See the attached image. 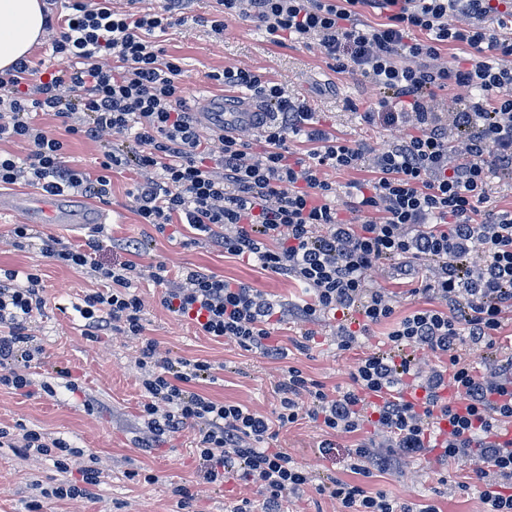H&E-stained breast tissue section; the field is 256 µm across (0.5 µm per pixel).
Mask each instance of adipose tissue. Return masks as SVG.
<instances>
[{"label":"adipose tissue","instance_id":"ef3b65f1","mask_svg":"<svg viewBox=\"0 0 512 512\" xmlns=\"http://www.w3.org/2000/svg\"><path fill=\"white\" fill-rule=\"evenodd\" d=\"M42 0H0V71L30 57L45 35Z\"/></svg>","mask_w":512,"mask_h":512}]
</instances>
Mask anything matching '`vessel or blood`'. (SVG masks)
<instances>
[{
	"instance_id": "vessel-or-blood-1",
	"label": "vessel or blood",
	"mask_w": 512,
	"mask_h": 512,
	"mask_svg": "<svg viewBox=\"0 0 512 512\" xmlns=\"http://www.w3.org/2000/svg\"><path fill=\"white\" fill-rule=\"evenodd\" d=\"M259 104L239 94L221 97L201 96L197 99L200 125L231 133L254 129L259 125ZM0 208L23 216L29 224H70L76 227H100L107 224V212L90 206L70 193L54 196H16L0 199Z\"/></svg>"
}]
</instances>
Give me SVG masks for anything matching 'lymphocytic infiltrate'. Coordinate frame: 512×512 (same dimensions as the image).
<instances>
[{
  "label": "lymphocytic infiltrate",
  "mask_w": 512,
  "mask_h": 512,
  "mask_svg": "<svg viewBox=\"0 0 512 512\" xmlns=\"http://www.w3.org/2000/svg\"><path fill=\"white\" fill-rule=\"evenodd\" d=\"M142 2L65 0L47 24L59 68L22 59L0 72V185L104 200L108 171L133 168L141 178L128 194L143 223L189 226L309 292L276 303L197 267L183 268L172 285L165 264L136 263L139 241L125 242L126 260L102 264L83 246L43 239L47 257L90 267L105 283L83 299L87 339L114 331L142 339L144 447L193 429L210 481L235 478L262 494L261 504L243 498L232 512H284L286 499L311 485L341 512H440L431 500L373 493L298 467L271 442L278 428L304 420L320 430L324 448L336 436L356 437L349 468L366 477L398 473L406 459L431 453L441 464L474 461L485 482L483 512H512V356L494 350L512 321V207L481 208L494 181L512 184V0H217L225 15L255 23L270 41L316 47L339 71L373 84L379 95L366 119L405 130L381 145L339 138L321 128L307 101L241 68L211 78L261 98L270 120L259 140L202 137L181 96L184 71L158 42L187 23L192 0ZM367 8L380 22L366 20ZM450 47L465 52L452 66L441 60ZM441 91L449 97L440 104ZM42 114L73 138L99 142L102 175L66 161L63 142L38 123ZM292 136L300 150L289 147ZM15 143L26 145L25 155L11 152ZM359 170L368 179L338 192L331 174ZM380 265L424 268L412 292L430 295L432 306L396 316L393 293L366 285ZM145 275L165 284L162 307L199 335L272 360L287 355L272 334L277 324L303 325L309 342L334 336L342 350L370 326L389 330L349 371L348 385L288 368L276 384L279 406L265 416L196 390L212 378L211 363L161 354L145 337L134 289ZM41 290L33 272L0 279L1 386L32 385L20 369L33 359ZM465 337L483 348L481 359L459 352ZM422 352L437 359L430 370L419 367Z\"/></svg>",
  "instance_id": "lymphocytic-infiltrate-1"
}]
</instances>
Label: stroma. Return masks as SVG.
<instances>
[{
  "mask_svg": "<svg viewBox=\"0 0 512 512\" xmlns=\"http://www.w3.org/2000/svg\"><path fill=\"white\" fill-rule=\"evenodd\" d=\"M192 12L210 20L219 16L215 0H194ZM188 23L171 29L164 47L179 59L184 71L183 97L195 105L199 95H218L210 75L224 68H246L283 84L290 95L306 98L322 126L350 141L383 143L397 135V128L377 122L365 123L363 113L378 95L361 77L339 72L333 61L317 48L290 41L270 42L251 23L239 19L226 22L223 36L209 26ZM112 194L103 203L112 214L111 224L96 231L60 224H37L38 239L20 249L12 243V230L20 215H0V270H38L43 279L45 305L34 325L35 344L41 352L30 368L34 381L31 394L0 386V428L14 438L23 430L35 429L63 438L73 453L68 456L69 478L94 465L101 473L96 499H43L64 474L51 456L21 455L19 449L0 447V512H27L33 500H42L43 512H227L232 501L259 500L255 486L230 480L210 482L202 460L193 449V432L170 435L157 448H142L144 432L140 409L145 401L138 365L141 340L120 332L89 341L83 334L84 321L78 312L85 295L97 291L99 281L90 270L58 265L46 258L40 241L54 236L75 243L95 234L100 249L97 258L109 263L124 260L120 245L139 240L141 265L164 263L171 280L182 268L201 267L226 280L260 289L274 300L297 299L303 292L298 283L265 271L247 258L235 256L208 243L191 240L188 228L173 224L165 232L141 223L127 195L138 179L134 170L111 172ZM138 293L145 305V336L155 339L161 351L174 358L204 359L214 367L215 383H200L205 395L228 403L246 405L271 414L278 404L276 383L287 366L309 378L335 385L345 383L350 366L377 344L385 332L374 327L371 335L346 351L337 350L333 337L320 336L306 349H298V327L276 326L274 336L288 348L287 360H271L244 350L237 344L213 340L196 333L194 327L165 310L160 299L164 288L149 278L139 279ZM72 374L75 389L59 378V370ZM320 436L313 424L303 421L280 429L279 446L288 449L298 466L314 473L332 474L337 479L363 486L371 492L411 495L419 501L434 499L441 512H481L482 481L473 472L472 461L445 467L426 459L407 462L400 473L366 478L347 467L353 438L339 437L330 452H322ZM157 475L156 483L144 481L145 474ZM469 490H459V483ZM186 487L192 500L180 509L174 494Z\"/></svg>",
  "mask_w": 512,
  "mask_h": 512,
  "instance_id": "stroma-1",
  "label": "stroma"
}]
</instances>
